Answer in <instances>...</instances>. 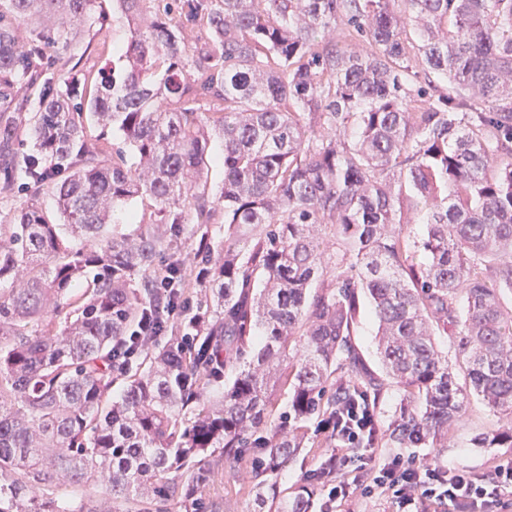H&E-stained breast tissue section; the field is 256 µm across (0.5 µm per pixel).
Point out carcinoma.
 I'll list each match as a JSON object with an SVG mask.
<instances>
[{
  "instance_id": "cac0c4a2",
  "label": "carcinoma",
  "mask_w": 512,
  "mask_h": 512,
  "mask_svg": "<svg viewBox=\"0 0 512 512\" xmlns=\"http://www.w3.org/2000/svg\"><path fill=\"white\" fill-rule=\"evenodd\" d=\"M118 2L136 24L125 63L84 74L85 102L44 94L26 155L11 90L40 76L39 47L22 51L12 21L68 31L93 0H4L0 12V189L22 170L48 180L63 218L32 198L0 224V512H107L72 502L69 486L101 488L122 512H204L216 451L250 460L259 512H308L307 483L284 498L278 474L323 447L341 411L380 418L391 382V447L448 442L474 394L506 418L475 447L511 448L512 262L488 258L512 255V0H183L185 21L208 31L191 53L170 6L145 22L146 0ZM339 20L370 49L338 48ZM207 128L224 141L216 195L198 185ZM109 129L124 147L109 149ZM136 198L149 216L114 233ZM182 207L200 225L224 209L219 257L203 233L192 283L174 257L158 268ZM318 227L340 246L331 268ZM192 284L205 312L117 357L152 322L167 335ZM365 300L380 375L351 340Z\"/></svg>"
}]
</instances>
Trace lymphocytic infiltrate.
Listing matches in <instances>:
<instances>
[{"label": "lymphocytic infiltrate", "mask_w": 512, "mask_h": 512, "mask_svg": "<svg viewBox=\"0 0 512 512\" xmlns=\"http://www.w3.org/2000/svg\"><path fill=\"white\" fill-rule=\"evenodd\" d=\"M365 417L349 415L336 427L337 446L328 458L329 475L311 471L307 479L320 490L318 512H337L357 495L388 497L397 512H512V459L492 474L444 467L414 455H380L368 447Z\"/></svg>", "instance_id": "obj_1"}]
</instances>
